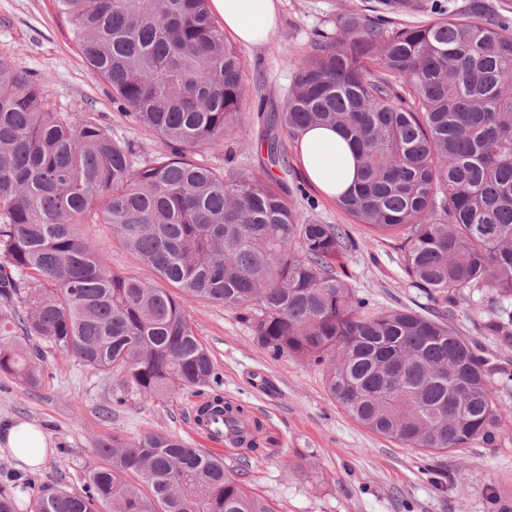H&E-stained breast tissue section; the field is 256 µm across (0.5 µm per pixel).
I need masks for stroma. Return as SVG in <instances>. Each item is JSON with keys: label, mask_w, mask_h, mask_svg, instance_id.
Segmentation results:
<instances>
[{"label": "stroma", "mask_w": 512, "mask_h": 512, "mask_svg": "<svg viewBox=\"0 0 512 512\" xmlns=\"http://www.w3.org/2000/svg\"><path fill=\"white\" fill-rule=\"evenodd\" d=\"M352 16L369 18L365 0H280L276 37L238 47L248 88L242 114L246 136L205 150L199 161L263 173L266 114L280 111L294 67L317 32H335ZM0 55L46 78L56 111L96 118L113 137L135 143L144 157L163 151L157 135L113 107L111 89L90 74L54 0H0ZM282 142L288 165L272 174L292 191L302 216L341 225L352 237L336 267L339 276L374 310L447 311L449 325L487 358L496 406L512 417V338L486 329L481 292H464L451 304L412 286L397 240L373 236L306 182L295 140L286 136ZM182 304L224 379L225 399L245 406L262 423L266 452L252 459L244 482L256 495L274 499L279 512H512V425L494 442L476 438L444 453L400 447L353 420L329 396L319 370L259 347L236 311L188 295ZM45 363L40 387L0 379V420L32 423L52 443L45 464L33 474L17 473L16 460L0 454V471L16 472L18 483L78 492L100 463L98 440L133 439L148 431L188 437L194 396L147 402L130 395L119 407L115 377L53 350Z\"/></svg>", "instance_id": "stroma-1"}]
</instances>
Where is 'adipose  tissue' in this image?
I'll list each match as a JSON object with an SVG mask.
<instances>
[{
    "label": "adipose tissue",
    "instance_id": "obj_1",
    "mask_svg": "<svg viewBox=\"0 0 512 512\" xmlns=\"http://www.w3.org/2000/svg\"><path fill=\"white\" fill-rule=\"evenodd\" d=\"M280 0H211L214 13L239 42L259 45L270 40L280 26ZM297 156L308 182L335 198L357 180L355 153L338 131L314 127L297 142ZM43 431L27 422L0 424V447L10 451L22 472H37L50 453Z\"/></svg>",
    "mask_w": 512,
    "mask_h": 512
}]
</instances>
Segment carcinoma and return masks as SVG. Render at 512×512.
<instances>
[{
    "mask_svg": "<svg viewBox=\"0 0 512 512\" xmlns=\"http://www.w3.org/2000/svg\"><path fill=\"white\" fill-rule=\"evenodd\" d=\"M112 102L168 150L139 159L92 117L56 112L47 82L0 56V378L43 383L41 342L113 375L148 401L207 396L199 416L234 425L240 468L164 432L98 441L102 464L80 492L30 499L26 512H278L250 494L242 467L259 453L241 406L178 293L238 312L274 357L323 373L357 423L402 447L442 453L512 422L495 405L486 360L447 315L407 307L372 315L339 278L352 247L338 224L304 219L285 184L193 154L243 137L244 62L208 0H55ZM442 9L423 25L380 15L320 35L295 67L271 129L293 139L336 127L359 150L362 181L339 205L378 238L401 241L411 283L432 299L485 293L488 325H512V28ZM267 164L285 163L279 137ZM112 238L153 273H116ZM14 478L0 512H20Z\"/></svg>",
    "mask_w": 512,
    "mask_h": 512,
    "instance_id": "carcinoma-1",
    "label": "carcinoma"
}]
</instances>
